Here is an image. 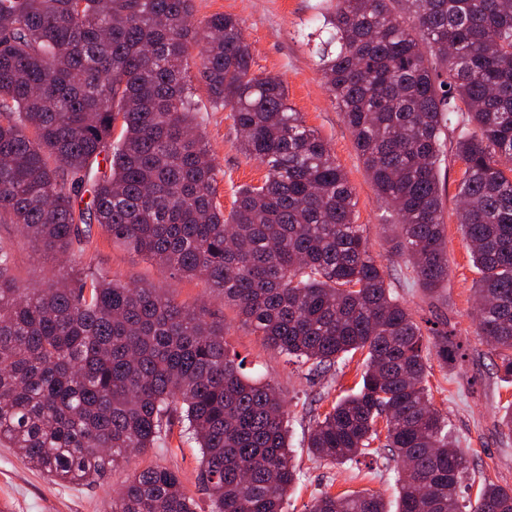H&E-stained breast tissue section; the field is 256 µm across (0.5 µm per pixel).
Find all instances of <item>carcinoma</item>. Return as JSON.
Wrapping results in <instances>:
<instances>
[{
    "mask_svg": "<svg viewBox=\"0 0 512 512\" xmlns=\"http://www.w3.org/2000/svg\"><path fill=\"white\" fill-rule=\"evenodd\" d=\"M194 0H0V222L37 250L82 252V225L200 277L273 351L326 368L364 355L357 391L315 419L309 454L352 461L384 440L403 461L398 512H461L468 459L428 393V357H465L448 321L420 324L371 254L348 178L255 70L242 20L191 23ZM317 65L380 198L388 251L435 300L451 268L447 134L463 165L460 230L478 274V336L512 380V0H324ZM239 150L266 166L216 201L195 122L188 46ZM89 187L90 202L82 200ZM0 243V445L68 483L103 477L185 427L210 512H284L298 478L288 412L243 372L224 326L154 288L72 272L22 287ZM178 473L148 466L112 512H196ZM307 512H386L373 493L322 491ZM472 512H512L484 481Z\"/></svg>",
    "mask_w": 512,
    "mask_h": 512,
    "instance_id": "cac0c4a2",
    "label": "carcinoma"
}]
</instances>
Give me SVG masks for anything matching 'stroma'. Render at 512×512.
<instances>
[{
	"label": "stroma",
	"mask_w": 512,
	"mask_h": 512,
	"mask_svg": "<svg viewBox=\"0 0 512 512\" xmlns=\"http://www.w3.org/2000/svg\"><path fill=\"white\" fill-rule=\"evenodd\" d=\"M319 3L320 0H194V18L201 21L224 13L243 20L244 36L252 47L257 69L284 82L288 105L301 112L306 125L328 142L354 187L358 222L373 256L387 270L395 295L417 321L448 318L458 336L469 341L467 356L459 365L444 368L436 358L428 360L431 402L446 418L458 448L470 460V469L459 488L460 503L467 510L474 504L482 480L512 487V436H505L499 426L500 416L512 405V383L501 378L498 357L476 336L474 313L478 302L472 285L477 274L457 216L456 193L463 165L450 157L441 171L447 188L446 241L452 274L443 300L431 305L408 281L403 260L387 253L385 227L397 223L398 217L377 197L341 112L326 90L311 48L302 36ZM195 102L200 131L217 165L216 200L228 211L237 190L261 183L266 169L240 152L239 136L229 112L214 109L204 88L196 89ZM0 241L11 245L14 274L25 287L57 280L68 263L67 258L35 250L13 224L0 223ZM84 248L83 265L114 282L135 281L173 293L178 302L189 306L205 304L212 320L224 326L226 349L245 357L250 375L282 391L288 405L289 443L300 469L299 479L288 493L285 512H305L312 498L324 490L335 494L378 492L390 512H395L400 465L389 449L376 447L356 460L334 465L312 459L304 445L317 415L355 389L362 372L361 355L320 371L286 360L270 350L206 281L170 277L143 255L113 242L96 224L87 231ZM156 464L177 470L197 503V512H209L208 494L199 479V450L195 441L187 437L172 438L168 447L131 456L128 463L114 467L91 485L52 480L29 465L17 449L0 446V504H7V512H111L113 496L131 476Z\"/></svg>",
	"instance_id": "obj_1"
}]
</instances>
